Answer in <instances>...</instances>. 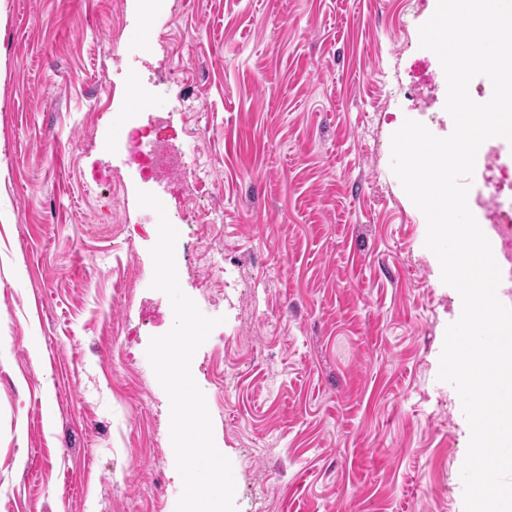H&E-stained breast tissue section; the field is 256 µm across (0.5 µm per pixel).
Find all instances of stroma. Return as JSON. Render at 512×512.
<instances>
[{
    "label": "stroma",
    "instance_id": "1",
    "mask_svg": "<svg viewBox=\"0 0 512 512\" xmlns=\"http://www.w3.org/2000/svg\"><path fill=\"white\" fill-rule=\"evenodd\" d=\"M411 3L0 0V337L39 340L0 364V512H175L182 492L146 356L173 318L150 287L157 227L134 176L119 208L85 179L121 167L102 145L141 88L218 214L223 277L187 233L175 257L222 320L191 370L237 512H463L470 428L437 378L460 296L391 169L405 120L448 134L419 39L437 0ZM140 223L132 255L121 230Z\"/></svg>",
    "mask_w": 512,
    "mask_h": 512
}]
</instances>
